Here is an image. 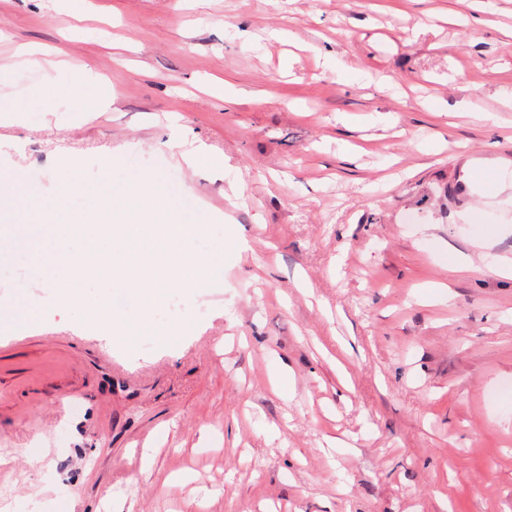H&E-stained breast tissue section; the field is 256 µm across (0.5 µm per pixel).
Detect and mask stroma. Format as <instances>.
<instances>
[{
	"mask_svg": "<svg viewBox=\"0 0 512 512\" xmlns=\"http://www.w3.org/2000/svg\"><path fill=\"white\" fill-rule=\"evenodd\" d=\"M0 30V178L75 221L156 172L220 259L186 315L113 287L125 336L0 277L7 512H512V0H0ZM85 63L110 111H75Z\"/></svg>",
	"mask_w": 512,
	"mask_h": 512,
	"instance_id": "35a3bbf8",
	"label": "stroma"
}]
</instances>
